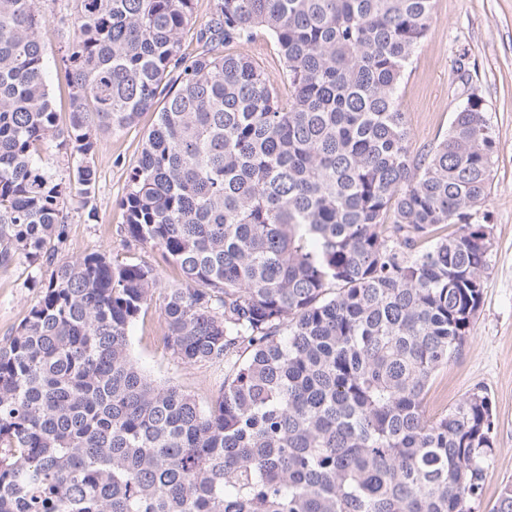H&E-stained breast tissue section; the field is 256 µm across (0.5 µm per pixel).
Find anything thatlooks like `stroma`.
<instances>
[{
  "mask_svg": "<svg viewBox=\"0 0 512 512\" xmlns=\"http://www.w3.org/2000/svg\"><path fill=\"white\" fill-rule=\"evenodd\" d=\"M39 6L47 16L41 40L52 62L71 35L63 18L72 0H39ZM434 15L399 90L411 149L418 154L433 148L472 91L485 104L498 150L481 208L492 237L483 299L459 354L435 375L424 408L432 418L476 387L489 393L497 435L475 508L490 512L502 487L512 484V0H435ZM156 119V112L143 113L136 124L103 140L94 157L95 190L88 199L76 192L68 197L66 240L53 260L0 268V346L37 305L58 264L100 253L116 264L145 265L153 268L157 286L131 328V354L157 383L205 405L222 392L228 369L220 362H184L169 349L163 307L180 271L124 231L128 172Z\"/></svg>",
  "mask_w": 512,
  "mask_h": 512,
  "instance_id": "obj_1",
  "label": "stroma"
}]
</instances>
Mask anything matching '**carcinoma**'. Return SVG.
<instances>
[{"label":"carcinoma","mask_w":512,"mask_h":512,"mask_svg":"<svg viewBox=\"0 0 512 512\" xmlns=\"http://www.w3.org/2000/svg\"><path fill=\"white\" fill-rule=\"evenodd\" d=\"M74 2L63 122L46 15L0 0V267L53 259L71 183L89 195L104 137L154 110L124 231L180 270L168 347L229 370L205 408L152 380L129 333L153 269L59 265L0 346V512H472L492 400H424L482 300L497 142L471 94L410 150L399 89L434 0H217L192 55L195 0ZM259 29L279 81L230 51Z\"/></svg>","instance_id":"cac0c4a2"}]
</instances>
